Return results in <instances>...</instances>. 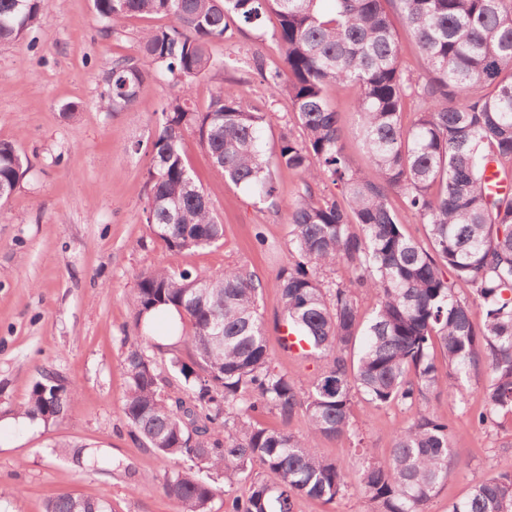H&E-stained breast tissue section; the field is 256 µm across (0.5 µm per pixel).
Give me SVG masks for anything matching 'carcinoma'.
I'll return each instance as SVG.
<instances>
[{"label": "carcinoma", "instance_id": "cac0c4a2", "mask_svg": "<svg viewBox=\"0 0 512 512\" xmlns=\"http://www.w3.org/2000/svg\"><path fill=\"white\" fill-rule=\"evenodd\" d=\"M93 0L96 17L116 28L130 17L163 15L171 25L149 31L136 58H118L101 99L133 112L145 80L157 74L190 87L219 68L208 52L277 19L273 36L284 67L255 68L274 95L291 103L297 139L264 143L267 113L243 103L232 85L199 111L175 100L152 142L145 183L149 231L181 255L224 236L209 192L183 158L185 134L200 144L225 179L278 206L276 173L298 175L304 191L288 205L289 254L274 280L282 322L322 372L303 387L272 366L259 299L265 285L234 267L221 273L170 265L143 275L133 296L140 342L125 358L123 412L131 436L181 469L164 471L162 489L177 512H293L299 496L331 503L349 488V470L319 452L324 439L353 432L360 395L409 413L382 459L359 449L356 481L372 512H427L456 464L448 422L430 406L452 398L479 372L484 426L512 415V0ZM47 0H0V42L24 37L46 17ZM414 40L420 64L407 68L394 21ZM353 87L363 170L346 157L340 115L328 87ZM26 172L22 155L0 143V185L14 191ZM330 182L339 194H317ZM425 226L426 242L408 236L392 204ZM343 263L349 283L325 280ZM377 303L362 320L356 293ZM168 337L190 345L161 376L146 350L162 349L153 327L166 310ZM445 365L437 366L435 350ZM77 392L58 376L35 383L20 414L45 423L63 417ZM266 409L283 423L301 415L307 433L254 421ZM45 512H107L99 501L61 493ZM448 512H512V472L475 475Z\"/></svg>", "mask_w": 512, "mask_h": 512}]
</instances>
